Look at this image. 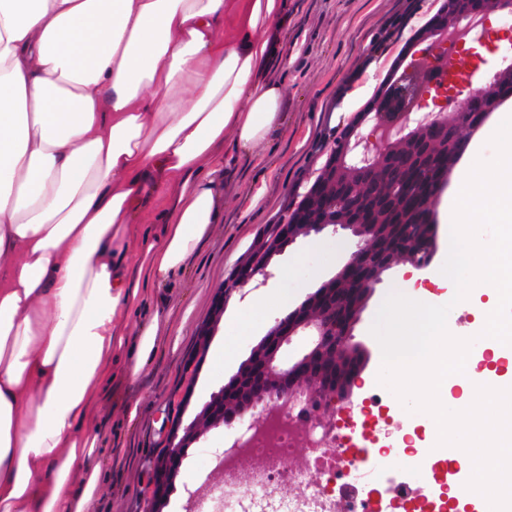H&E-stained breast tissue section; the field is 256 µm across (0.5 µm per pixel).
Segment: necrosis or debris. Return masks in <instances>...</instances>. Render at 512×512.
<instances>
[{"label": "necrosis or debris", "mask_w": 512, "mask_h": 512, "mask_svg": "<svg viewBox=\"0 0 512 512\" xmlns=\"http://www.w3.org/2000/svg\"><path fill=\"white\" fill-rule=\"evenodd\" d=\"M322 397L285 402L259 420L244 418L224 436L192 512H462L466 503L445 456L422 448L419 429L394 430L390 401L370 392L357 414L331 422ZM426 471V490L394 477L397 458Z\"/></svg>", "instance_id": "4bbe7bcc"}]
</instances>
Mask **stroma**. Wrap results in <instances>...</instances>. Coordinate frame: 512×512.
I'll list each match as a JSON object with an SVG mask.
<instances>
[{"label":"stroma","mask_w":512,"mask_h":512,"mask_svg":"<svg viewBox=\"0 0 512 512\" xmlns=\"http://www.w3.org/2000/svg\"><path fill=\"white\" fill-rule=\"evenodd\" d=\"M444 3L289 0L291 23L273 66L284 85L285 119L263 145L233 154L216 177L220 212L210 235L181 271L145 288L139 305L123 320L131 346L142 327L155 321L159 329L155 348L138 373L113 366L106 395L88 423L99 436L93 460L101 467L103 487L90 512H145L152 463L168 420L180 414L189 421L195 415L193 409L180 411L175 395L185 380V364L196 331L209 316L214 292L244 260L266 225L287 220L331 151L372 104L398 59ZM491 21L479 54L463 51V69L476 66L490 75L501 66L503 56L512 53V22L502 14L493 15ZM339 241L342 249L335 264L329 265L318 249L319 236L298 238L275 257L264 285H247L228 298L224 318L195 375V405L224 386L287 309L255 315L245 332L232 325L238 312L251 307L258 296L279 290L288 294L287 308L299 305L348 260L352 241L346 235ZM447 253L448 227L442 224L437 252L427 268L418 270L399 261L381 275L354 329V339L366 353L352 402L332 404L328 413L343 415L358 409L366 389L378 384L382 353L370 329L389 289L410 283L436 292L432 280ZM130 407L135 415H127ZM223 438V428H211L200 443L187 449L165 512H185L183 490L198 477L203 448L219 446Z\"/></svg>","instance_id":"1"}]
</instances>
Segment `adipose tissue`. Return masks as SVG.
Here are the masks:
<instances>
[{
    "label": "adipose tissue",
    "mask_w": 512,
    "mask_h": 512,
    "mask_svg": "<svg viewBox=\"0 0 512 512\" xmlns=\"http://www.w3.org/2000/svg\"><path fill=\"white\" fill-rule=\"evenodd\" d=\"M287 28L288 0H0V512L98 494L122 317L216 223L204 165L281 122Z\"/></svg>",
    "instance_id": "obj_1"
}]
</instances>
